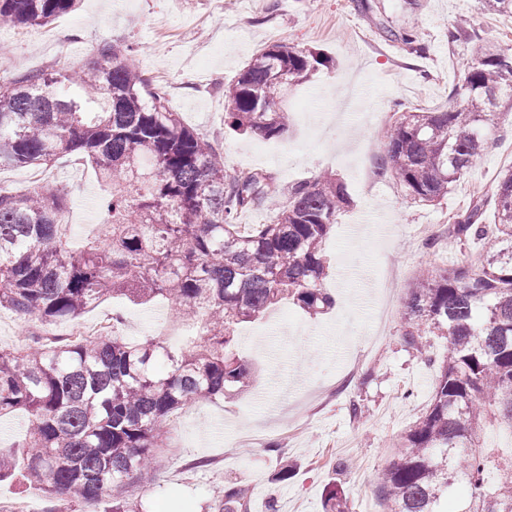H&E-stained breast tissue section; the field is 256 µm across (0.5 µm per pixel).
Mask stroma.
<instances>
[{
  "mask_svg": "<svg viewBox=\"0 0 512 512\" xmlns=\"http://www.w3.org/2000/svg\"><path fill=\"white\" fill-rule=\"evenodd\" d=\"M82 0L45 27L0 29V62L10 71H60L87 61L104 41L124 40L165 86L190 130L217 137L224 166L270 175L279 190L337 175L352 197L333 224L323 281L336 300L311 315L292 302L241 324L236 351L253 371L233 397L188 405L163 428L150 490L127 486L133 512H210L224 486L250 490L249 512H323V489L337 481L350 512H385L377 484L400 438L428 405L436 376L403 341L401 311L421 271L465 257L448 235L512 165V108L503 107L488 148L435 206L412 203L375 160L395 112L450 109L451 89L471 63L448 29L470 17L487 40L512 48V17L482 12L477 0ZM416 34L427 47L407 54L384 28ZM283 41L321 50L331 61L288 93V132L278 140L224 126V93L250 57ZM46 181L65 189V219L81 238L100 220L91 165L59 160ZM121 313L120 332L181 346L183 328L167 304L135 306L108 298L83 315L94 323ZM360 414L352 416L351 400ZM295 467L280 480L282 463Z\"/></svg>",
  "mask_w": 512,
  "mask_h": 512,
  "instance_id": "obj_1",
  "label": "stroma"
}]
</instances>
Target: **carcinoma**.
Returning <instances> with one entry per match:
<instances>
[{"label":"carcinoma","instance_id":"obj_1","mask_svg":"<svg viewBox=\"0 0 512 512\" xmlns=\"http://www.w3.org/2000/svg\"><path fill=\"white\" fill-rule=\"evenodd\" d=\"M478 4L512 15V0ZM76 7L77 0H0V28L45 26ZM385 35L409 54L425 53L409 32ZM456 42L474 57L451 91L464 105L400 113L379 156L378 172L423 204L448 196L486 149L500 99L512 100V53L467 21L448 29V43ZM328 64L315 50L263 47L224 90V126L282 138L288 91ZM66 156L90 162L104 186L98 237L71 248L58 186L0 188V309L46 330L78 321L108 296L141 305L160 298L192 329L191 347L130 340L115 317L112 333L92 340L32 330L22 346L0 348V421L22 426L14 443L22 457L0 448V481L20 475L49 501L108 496L111 512H130L113 491L150 488L169 418L249 386L236 327L287 299L314 314L331 307L321 288L323 245L352 199L334 175L296 182L282 201L271 176L227 173L219 141L183 125L166 88L120 40L99 44L77 69L0 81V170L46 169ZM264 204L270 223H237ZM448 235L480 251L408 286L406 348L422 356L437 337L446 352L425 359L438 364L432 399L384 468L378 493L389 512H448L450 500L453 512H512V454L483 439L488 426L512 431V166L499 172L490 199L454 218ZM324 510L349 512L341 485H327ZM212 512H248L247 490L224 488Z\"/></svg>","mask_w":512,"mask_h":512}]
</instances>
